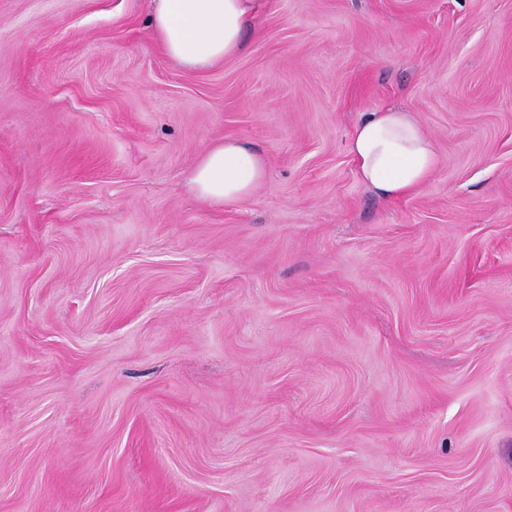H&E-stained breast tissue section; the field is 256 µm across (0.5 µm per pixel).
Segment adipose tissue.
Here are the masks:
<instances>
[{
    "mask_svg": "<svg viewBox=\"0 0 512 512\" xmlns=\"http://www.w3.org/2000/svg\"><path fill=\"white\" fill-rule=\"evenodd\" d=\"M149 24L161 50L188 68L233 57L255 18L259 0H150ZM348 152L361 183L383 199L408 195L435 171L438 156L411 113L377 109L354 127ZM268 176L265 160L239 142L210 147L188 176L189 189L212 203L248 198Z\"/></svg>",
    "mask_w": 512,
    "mask_h": 512,
    "instance_id": "obj_1",
    "label": "adipose tissue"
}]
</instances>
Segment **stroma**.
I'll use <instances>...</instances> for the list:
<instances>
[{
    "label": "stroma",
    "mask_w": 512,
    "mask_h": 512,
    "mask_svg": "<svg viewBox=\"0 0 512 512\" xmlns=\"http://www.w3.org/2000/svg\"><path fill=\"white\" fill-rule=\"evenodd\" d=\"M148 15L0 0V512H512V0H261L201 69ZM227 138L268 177L199 200ZM361 183L383 199L408 195L435 171L438 156L424 126L410 112H367L348 144Z\"/></svg>",
    "instance_id": "1"
}]
</instances>
